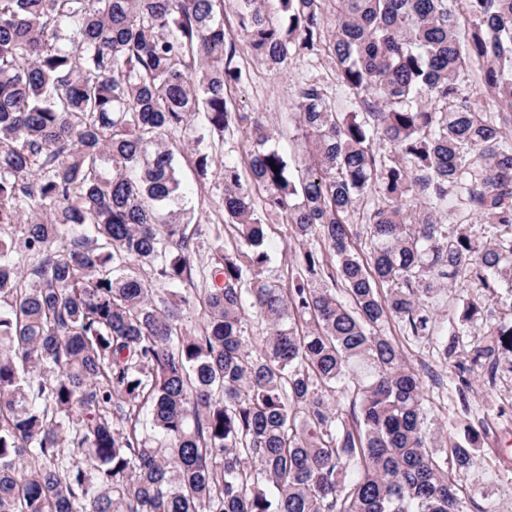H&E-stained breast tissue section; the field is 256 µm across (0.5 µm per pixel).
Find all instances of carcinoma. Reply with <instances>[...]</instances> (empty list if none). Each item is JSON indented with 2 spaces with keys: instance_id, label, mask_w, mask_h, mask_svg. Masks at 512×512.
<instances>
[{
  "instance_id": "carcinoma-1",
  "label": "carcinoma",
  "mask_w": 512,
  "mask_h": 512,
  "mask_svg": "<svg viewBox=\"0 0 512 512\" xmlns=\"http://www.w3.org/2000/svg\"><path fill=\"white\" fill-rule=\"evenodd\" d=\"M230 2L252 57L324 54L354 97L301 78L295 164L229 97ZM508 128L512 0H0V512H467L383 330L429 335L425 302L471 280L512 322ZM231 131L251 144L221 166L235 246L198 297L211 230L188 231L167 139L188 133L205 179ZM462 214L479 236L448 233ZM272 217L305 246L286 285L264 274Z\"/></svg>"
}]
</instances>
